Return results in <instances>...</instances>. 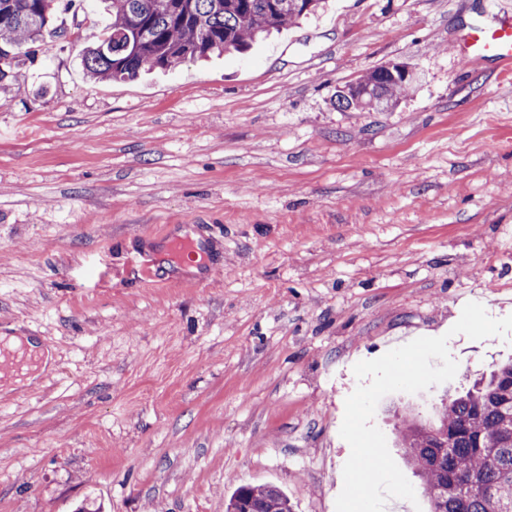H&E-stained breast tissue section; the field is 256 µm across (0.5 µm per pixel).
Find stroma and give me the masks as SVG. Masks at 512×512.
Here are the masks:
<instances>
[{"instance_id":"obj_1","label":"stroma","mask_w":512,"mask_h":512,"mask_svg":"<svg viewBox=\"0 0 512 512\" xmlns=\"http://www.w3.org/2000/svg\"><path fill=\"white\" fill-rule=\"evenodd\" d=\"M487 0H330L243 57L95 80L106 0L58 11L0 88V336L53 367L0 377V512H224L242 483L335 512L354 365L447 336L454 380L384 396L373 423L433 418L512 358L451 334L466 303L512 314V72L454 45ZM390 62V112L335 93ZM205 237L220 279L165 265ZM166 284L136 283L142 255ZM7 337H8V339H7L8 343L11 346L19 347L22 345H26V347L28 348V354L34 355L35 360L42 362L41 371L39 373H36L32 376L29 375L26 377L27 385L32 384L36 380V378L39 376V374L41 372L45 371V369L48 366H50L49 368H51V364H50V362L52 360L51 355L47 350L43 349V347L41 346L39 341H37L34 338H30L28 336H3V338H7Z\"/></svg>"}]
</instances>
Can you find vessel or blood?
I'll return each instance as SVG.
<instances>
[{"instance_id": "vessel-or-blood-1", "label": "vessel or blood", "mask_w": 512, "mask_h": 512, "mask_svg": "<svg viewBox=\"0 0 512 512\" xmlns=\"http://www.w3.org/2000/svg\"><path fill=\"white\" fill-rule=\"evenodd\" d=\"M494 24L479 23L468 28L461 36L456 50L465 59L491 57L504 67H512V0H501L494 10ZM179 252L189 254L206 272L208 279H216L224 265L211 261L206 247L193 239L185 238L174 242Z\"/></svg>"}]
</instances>
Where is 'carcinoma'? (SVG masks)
Masks as SVG:
<instances>
[{
  "instance_id": "carcinoma-1",
  "label": "carcinoma",
  "mask_w": 512,
  "mask_h": 512,
  "mask_svg": "<svg viewBox=\"0 0 512 512\" xmlns=\"http://www.w3.org/2000/svg\"><path fill=\"white\" fill-rule=\"evenodd\" d=\"M58 0H0V83L17 52L42 37ZM325 0H112V22L83 49L88 73L133 80L145 70L172 68L213 54L243 53L250 44L324 8ZM416 74L381 66L336 91L342 110L396 106ZM434 428L402 420L401 447L422 479L430 512H512V361L443 400ZM447 428L448 445L438 430ZM291 512L275 486L242 484L226 512Z\"/></svg>"
}]
</instances>
